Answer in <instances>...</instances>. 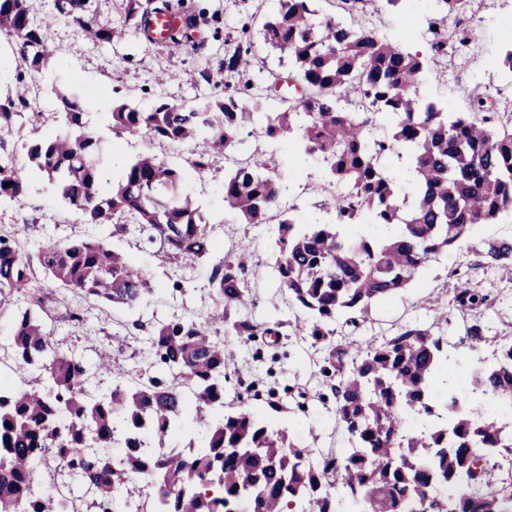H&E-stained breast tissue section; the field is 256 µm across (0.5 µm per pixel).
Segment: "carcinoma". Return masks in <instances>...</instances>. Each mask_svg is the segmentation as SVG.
Here are the masks:
<instances>
[{"instance_id":"1","label":"carcinoma","mask_w":512,"mask_h":512,"mask_svg":"<svg viewBox=\"0 0 512 512\" xmlns=\"http://www.w3.org/2000/svg\"><path fill=\"white\" fill-rule=\"evenodd\" d=\"M316 0H279L276 18L263 26L266 43L288 52L300 90L291 96L251 83L205 105L161 101L144 111L112 107V131L159 145L191 146V165L208 170L213 153L224 159L249 137L299 143L329 180L319 207L334 220L298 224L282 208L288 176L257 154L234 160L224 173V202L246 224H277L273 268L288 308L301 312L295 335L326 351L321 373L330 385L336 427L346 448L314 452L254 408L241 409L240 393L226 400L224 370L233 354L226 336L270 334L248 317L250 243L237 241V257L220 260L208 276L213 313L176 317L143 332L139 361L157 374L120 369L111 384L92 385L91 368L73 351L59 350L38 314L12 321L3 340L21 369L38 372L40 386L0 398V512H64L66 503L30 489V475L64 463L69 486L91 491V512H512V487L496 461L512 453V427L488 408L512 410V340L495 358L473 367L465 386L452 371L445 328L435 322L398 327L377 346L353 340L336 345L337 327H355L373 304L407 287L417 271L459 248L479 224L512 213V118L484 110L471 97L468 111L450 112L423 99L417 83L432 74L427 60L378 36L321 17ZM427 22L432 56L448 55L467 33L448 20L472 13L471 0H432ZM58 18L97 47L112 44V25L97 19L91 0H55ZM125 20L149 30V17L170 16L169 46L179 49L194 32H219L221 17L182 0L129 4ZM22 60L41 72L65 49L45 42L28 0H0V33ZM254 43L248 28L224 51L218 69L229 77L249 67ZM67 132L31 144L21 164L5 151L6 135L32 122L36 99L29 83L0 99V204L21 209L32 177L44 175L63 201L112 233L130 235L141 252L173 265L163 285L101 239L21 242L0 228V306L37 301L32 283L41 275L62 297L132 308L147 295L186 294L193 270L214 249L212 228L183 192L182 177L150 148L123 170L117 188L104 192L100 136L84 122L82 98L56 92ZM390 128L377 130L373 116ZM394 159L401 174L387 171ZM12 186L7 187L5 183ZM368 216L380 232L353 231ZM486 268H512V239L483 242ZM490 294L457 278L453 310L467 316L461 341L476 348L490 341L485 311ZM292 404L267 402L276 413L308 416L326 404L323 393L285 387ZM188 442L190 456L171 451ZM156 490L141 504L138 477Z\"/></svg>"}]
</instances>
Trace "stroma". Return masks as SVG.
Here are the masks:
<instances>
[{
    "label": "stroma",
    "instance_id": "stroma-1",
    "mask_svg": "<svg viewBox=\"0 0 512 512\" xmlns=\"http://www.w3.org/2000/svg\"><path fill=\"white\" fill-rule=\"evenodd\" d=\"M193 4L210 10H219L222 18L220 33L204 31V51L186 47L170 52L164 44L141 39L133 24L124 23V12L118 0H96L95 7L100 21L119 25L122 36L113 38L110 47L101 49L85 39L80 30L60 22L53 9V0H30L31 11L42 28L47 41L60 42L66 47L63 59L51 62L48 73L66 78L75 84L86 104L85 120L99 133L110 148V160L101 171L102 187H110L119 177L122 166L130 162L145 148L139 139L115 135L109 127L108 115L115 102L122 101L140 109H148L154 101L201 104L208 99L223 96L229 88L244 81L258 84L268 73L288 74L293 68L287 52L265 43L262 35L264 22L272 20L278 0H192ZM320 14L333 16L351 24L371 20L379 35L392 40L404 37L407 46L420 55L428 49L422 37L426 22L432 13L430 0H406L404 7H388L385 0H363L361 10L347 13L338 9L336 0H317ZM498 0H472V15L476 23L475 48L467 62L447 57L434 58L431 67L434 79L420 81V94L447 102L449 108L462 107L463 102L448 82L449 72L462 73L474 94L495 92L503 74L497 60L504 49L499 36L500 17ZM249 25L255 45V57L245 75L231 79L215 71L210 81H202L197 69L204 52L224 50L227 40L235 38L242 25ZM41 121L26 124L19 136L9 142L18 159H25L29 144L43 139L59 129L55 119L56 102L45 96L40 102ZM259 148L266 159L280 166L303 170L307 181L292 184L290 200L304 208L313 222L330 221L331 216L320 211L317 186L323 174L317 168L304 164L296 155L294 145L288 141L273 142L262 138ZM168 161L184 175L186 192L199 205L212 236L217 243L215 259L231 258L236 254L235 243L240 235H248L254 248V259L259 264L260 275L247 305L251 318L259 323H278L281 332L277 345H269L266 337H232L236 349L234 364L226 370V388L258 382L261 392L282 391L288 384L298 383L313 392H328L329 383L320 374L318 364L323 355L313 346L310 338L290 335L287 321L294 313L283 301L277 274L272 267L271 245L273 227L269 224L243 225L237 213L224 203V161L216 159L206 174H196L189 164V151L184 146L169 147ZM27 227L33 239H63L69 236L91 234L104 240L110 247L126 252L134 262L144 263L153 282H161L170 270L168 264L158 260L144 261L132 237L113 233L111 226L87 223L84 216L65 205L55 189L45 180L32 185L27 205L18 210L0 207V227ZM512 238V213L501 215L490 224L477 226L470 239L451 260L431 264L421 270L414 280L396 296L373 305L364 325L357 333L338 330L334 340L347 343L351 338L382 340L399 326L408 322L430 324L434 319V300L449 302L450 290L455 279L451 266L465 271L473 287L491 293L496 298L494 309L484 315L488 333L512 339V269L490 270L479 264V250L487 239ZM208 266L200 264L194 273L192 290L187 296L149 297L134 309L114 308L94 302L88 314L92 324L112 330L114 322H127L128 327L118 337L96 340L84 338L76 329L58 318H51L53 329L61 348L79 353L91 364L98 363L101 347H108L117 364L133 368L137 362L132 357L139 346L140 333L137 323L162 322L184 314L206 312L211 306L208 285ZM301 433L308 445L314 448H340L345 444L337 432L334 419L325 409H318L300 424Z\"/></svg>",
    "mask_w": 512,
    "mask_h": 512
}]
</instances>
